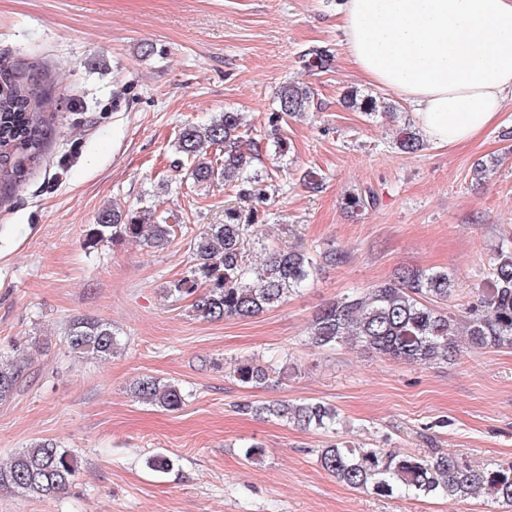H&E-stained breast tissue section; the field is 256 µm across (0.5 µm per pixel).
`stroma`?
<instances>
[{"mask_svg": "<svg viewBox=\"0 0 512 512\" xmlns=\"http://www.w3.org/2000/svg\"><path fill=\"white\" fill-rule=\"evenodd\" d=\"M337 10L336 0H0V60L48 76L55 108L40 166L0 190V356L24 366L0 403V466L44 439L81 462L53 498L0 490V512H496L485 494L353 490L317 461L328 437L241 410L318 400L340 413L344 440L364 448L423 458L439 450L477 470L512 461V346L429 367L309 342L320 308L403 265L454 273L461 293L448 309L458 311L490 256L512 247V152L501 138L512 100L468 144L401 153L397 119L341 104L354 88L412 115L355 70ZM312 46L329 49V71L299 64ZM289 83L310 87L319 108L289 120L285 156L268 149L256 162L273 180L268 200L240 199L220 180L195 184L175 150L180 129L234 110L264 130ZM481 158L499 164L478 183L470 169ZM311 169L323 177L316 192L302 182ZM364 190L376 205L346 209L345 194ZM112 203L155 209L175 226L170 243L89 244ZM230 206L258 212L253 262L294 247L346 260L323 265L258 316H194L166 289L192 265L195 238ZM77 317L111 323L120 350L105 359L71 352L65 336ZM244 358L274 366L273 382L233 377ZM143 376L179 384L184 406L169 412L134 397ZM253 444L264 451L258 465L242 454ZM159 452L173 462L169 473L145 465Z\"/></svg>", "mask_w": 512, "mask_h": 512, "instance_id": "stroma-1", "label": "stroma"}]
</instances>
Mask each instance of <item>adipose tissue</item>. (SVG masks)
Segmentation results:
<instances>
[{
  "instance_id": "obj_1",
  "label": "adipose tissue",
  "mask_w": 512,
  "mask_h": 512,
  "mask_svg": "<svg viewBox=\"0 0 512 512\" xmlns=\"http://www.w3.org/2000/svg\"><path fill=\"white\" fill-rule=\"evenodd\" d=\"M337 26L356 70L433 143L472 141L512 98V0H345Z\"/></svg>"
}]
</instances>
